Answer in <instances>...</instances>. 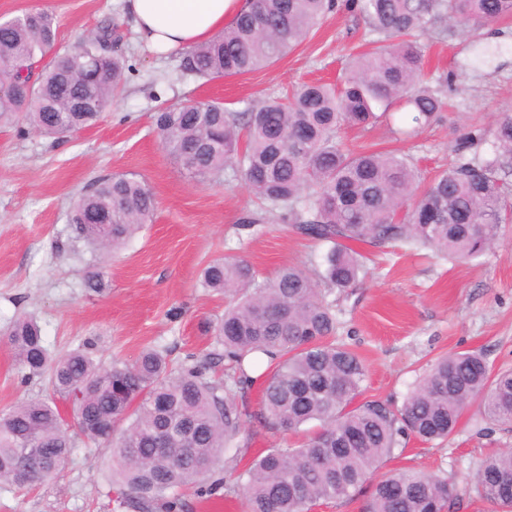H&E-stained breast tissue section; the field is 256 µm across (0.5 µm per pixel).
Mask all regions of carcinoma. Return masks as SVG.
I'll list each match as a JSON object with an SVG mask.
<instances>
[{
  "label": "carcinoma",
  "mask_w": 512,
  "mask_h": 512,
  "mask_svg": "<svg viewBox=\"0 0 512 512\" xmlns=\"http://www.w3.org/2000/svg\"><path fill=\"white\" fill-rule=\"evenodd\" d=\"M370 31L375 47L354 58L336 84L308 83L286 98L270 96L232 112L221 101L166 108L154 120L165 150L193 179H224L240 172L259 202L292 230L326 248L314 271L285 266L263 278L244 259L221 258L201 272V286L228 298L224 315L208 326L224 378L209 376L214 358L193 353L174 365L171 351L148 348L137 360L97 361L83 345L51 353L38 323L16 319L8 340L26 380L48 377L53 394L74 399V424L45 399H22L0 412V484L31 489L41 470L64 464L80 444L112 448L108 491L116 507L181 512L179 490L196 484L202 496L243 494L246 512H310L348 500L378 463L411 435L445 439L463 409L479 403L483 419L512 427V369L493 371L482 351L468 349L437 360L397 405L356 399L368 369L337 337L335 292L368 275L366 256L349 246L424 247L455 261L484 255L501 226L512 224V192L501 173L512 170V113L492 131L473 125L455 143L456 159L424 191L421 173L406 155L351 152L337 140L343 125L372 128L395 104L429 123L445 111L440 90L423 79V50L415 37H453L466 29L512 19V0H347ZM335 7V0H247L224 31L182 53L181 74L207 82L244 75L294 50ZM102 26L74 51L56 48L57 24L47 11H28L0 23V120L15 118L47 136L95 124L112 105L125 61L104 51ZM384 37L401 41L385 44ZM48 62L32 80L34 64ZM492 137L488 157L466 151ZM154 194L126 175L101 179L73 204L74 241L91 252L124 246L149 223ZM83 288H106L98 260ZM274 363L263 381L264 426L297 432L319 429L298 448H271L238 471L223 454L243 434L245 389L253 383L248 357ZM233 475L227 481L219 464ZM20 470L29 477L16 479ZM512 478V451L486 458L473 477L476 493L494 499L489 482ZM456 485L448 478L400 470L372 487L365 512H457Z\"/></svg>",
  "instance_id": "1"
}]
</instances>
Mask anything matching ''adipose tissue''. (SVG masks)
I'll use <instances>...</instances> for the list:
<instances>
[{
    "label": "adipose tissue",
    "instance_id": "adipose-tissue-1",
    "mask_svg": "<svg viewBox=\"0 0 512 512\" xmlns=\"http://www.w3.org/2000/svg\"><path fill=\"white\" fill-rule=\"evenodd\" d=\"M244 7L243 0H125L139 39L158 52L206 42Z\"/></svg>",
    "mask_w": 512,
    "mask_h": 512
}]
</instances>
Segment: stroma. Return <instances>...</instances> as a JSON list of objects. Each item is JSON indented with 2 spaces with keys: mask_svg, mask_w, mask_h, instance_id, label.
Segmentation results:
<instances>
[{
  "mask_svg": "<svg viewBox=\"0 0 512 512\" xmlns=\"http://www.w3.org/2000/svg\"><path fill=\"white\" fill-rule=\"evenodd\" d=\"M32 10L54 14L62 50L103 24L117 26L126 68L111 107L93 126L57 139L0 122V410L52 394L46 380H20L4 335L17 316L36 317L58 354L89 342L102 363L115 357L131 363L144 348L158 346L180 362L209 349L212 339L202 327L224 311L223 298L198 284L210 260L240 257L263 277L285 265H316L320 247L290 232L286 221L271 216L259 226H242L258 206L241 174L226 173L220 183L190 178L163 148L152 115L215 99L238 112L302 82L335 80L374 38L359 13L341 2L274 64L204 82L181 75L179 51L157 55L142 44L122 0H0V21ZM494 28L481 63L474 60L472 36H420L424 78L440 84L451 104L437 121L419 125L403 110L368 130L341 128L338 140L355 152L407 155L429 179L447 168L461 132L473 125L492 129L499 113L512 111V20ZM116 174L143 181L157 209L151 223L105 258L108 288L90 295L82 286L87 256L72 247L69 215L78 196ZM368 267L366 280L336 296L339 333L350 337L369 370L365 398L402 403L429 363L455 351L480 350L492 368L512 367V224L503 225L491 251L471 262L395 248L371 253ZM246 428L248 438L233 451L242 466L265 449L300 443L268 432L254 416ZM507 448L512 429L485 427L473 404L447 441L409 438L376 473L444 474L456 483L460 512H505L480 498L468 478ZM109 461L106 447L75 448L59 479L30 492L0 491V512H117L104 495Z\"/></svg>",
  "mask_w": 512,
  "mask_h": 512,
  "instance_id": "obj_1",
  "label": "stroma"
}]
</instances>
